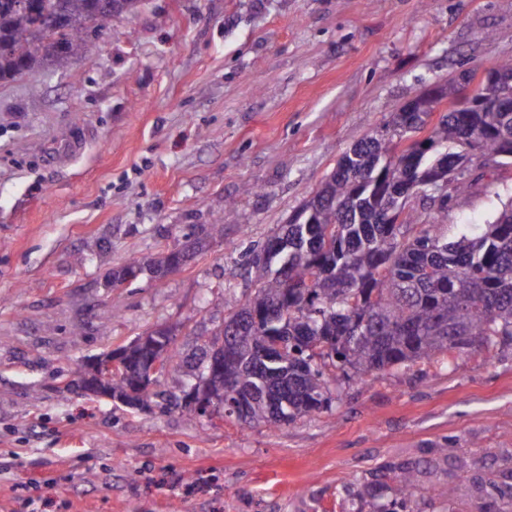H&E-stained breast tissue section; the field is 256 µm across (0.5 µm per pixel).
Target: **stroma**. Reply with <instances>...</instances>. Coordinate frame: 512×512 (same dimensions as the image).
<instances>
[{"instance_id":"obj_1","label":"stroma","mask_w":512,"mask_h":512,"mask_svg":"<svg viewBox=\"0 0 512 512\" xmlns=\"http://www.w3.org/2000/svg\"><path fill=\"white\" fill-rule=\"evenodd\" d=\"M68 68L0 84V512H512V345L360 375L270 426L70 390L77 364L159 327L184 359L256 287L247 260L341 155L415 95L512 56V0H149ZM256 186L253 194L244 193ZM512 197L488 169L448 213L481 231ZM222 222L224 233L207 236ZM200 243L176 274L115 271ZM372 497L357 495L360 484ZM423 466L421 463L415 466H407L402 468L401 474L397 477L396 484L393 488L394 501L393 506H399L405 512H414L412 504L415 503L417 494V474Z\"/></svg>"}]
</instances>
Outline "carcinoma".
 <instances>
[{"instance_id":"carcinoma-1","label":"carcinoma","mask_w":512,"mask_h":512,"mask_svg":"<svg viewBox=\"0 0 512 512\" xmlns=\"http://www.w3.org/2000/svg\"><path fill=\"white\" fill-rule=\"evenodd\" d=\"M145 0H0V81L15 80L43 63L67 67L98 50L111 22L138 13ZM500 90L476 84L478 112H447L418 148L393 156L385 135L405 139L427 127L425 113L405 107L381 130L357 141L338 160L290 222L278 227L252 259L258 288L240 301L225 299L228 319L245 330L224 357V374L257 393L244 422L277 425L319 411L336 377L327 367L369 374L455 349L493 350L512 341V199L474 236L450 240L438 222L410 211L403 223L387 209L406 206L407 184L443 171L482 150L497 167H512V112L496 111ZM286 235L296 241L282 277L264 254ZM271 307L288 312L286 352L267 361L271 340L251 327L252 315ZM112 394L134 404L156 395L131 394L120 379ZM421 464L402 468L393 506L414 512Z\"/></svg>"}]
</instances>
